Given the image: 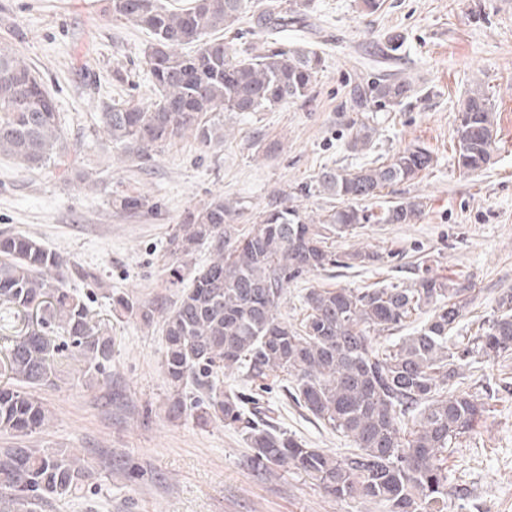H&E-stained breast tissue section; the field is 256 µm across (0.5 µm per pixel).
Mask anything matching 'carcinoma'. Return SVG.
Here are the masks:
<instances>
[{
  "label": "carcinoma",
  "instance_id": "1",
  "mask_svg": "<svg viewBox=\"0 0 512 512\" xmlns=\"http://www.w3.org/2000/svg\"><path fill=\"white\" fill-rule=\"evenodd\" d=\"M170 9L163 0H112V15L146 29L152 41L143 55L156 98L98 106V127L126 157L149 159L166 143L192 134L202 144L216 137L210 112H264L310 98L322 71L320 53L290 46L280 34L303 22L308 0L288 11L254 12L251 0H192ZM251 16L264 49L236 55L216 37ZM184 45L194 50L183 53ZM401 36L391 35L383 59L398 58ZM403 77L383 79L359 91L370 102L396 108L410 97ZM494 106L476 91L459 113L453 150L458 168L487 165L497 144ZM64 130L43 79L9 43L0 42V156L23 168L59 158ZM373 144V128L360 123L349 149ZM434 163L431 152L406 147L389 160L360 168H326L313 187L338 204L313 217L297 205L276 206L239 236L230 224L236 207L217 196L187 213L168 241V254L187 268L198 246L214 259L192 271L193 286L162 315V369L172 390L170 411H190L201 422L239 430L263 468H293L338 498L365 497L388 512H447L448 448L474 431L486 412L477 393L458 388L464 371L512 354V292L499 296L474 333L452 337L468 306L466 289L435 276L406 287L355 290L311 288L306 316L294 325L278 313L285 287L305 273L372 264L376 251L338 255L332 236L352 233L374 220L411 224L420 215L416 199L391 201L378 215L359 203L395 183L410 182ZM112 208L135 213L151 208L142 195L118 196ZM97 281L96 272L67 261L35 238L0 234V306L23 327L0 347V431L16 445L0 448V487L10 491L15 512H37L50 499L81 492L92 468L67 448H27L24 439L44 428L49 411L28 388L55 385V365L70 353L86 363L90 380L112 361V336L66 279ZM119 310L150 324L155 309L120 297ZM430 313L421 327L392 347L377 337L414 315ZM244 367L256 381L293 380L290 394L324 426L352 438L356 452L338 458L309 448L255 420L246 402L220 384L223 369Z\"/></svg>",
  "mask_w": 512,
  "mask_h": 512
}]
</instances>
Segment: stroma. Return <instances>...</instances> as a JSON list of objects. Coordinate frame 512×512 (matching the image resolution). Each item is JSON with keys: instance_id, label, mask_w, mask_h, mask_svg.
<instances>
[{"instance_id": "stroma-1", "label": "stroma", "mask_w": 512, "mask_h": 512, "mask_svg": "<svg viewBox=\"0 0 512 512\" xmlns=\"http://www.w3.org/2000/svg\"><path fill=\"white\" fill-rule=\"evenodd\" d=\"M392 34L403 47L386 67L376 56ZM284 37L323 57L310 100L216 112L209 120L224 135L210 145L188 134L148 162L127 161L99 132L96 107L154 100L142 64L151 34L113 17L111 0H0V42H10L43 78L65 132L49 167L27 170L0 157V229L38 238L95 269L97 282L72 277L66 286L90 296L91 309L112 326V361L97 383H86L76 356L54 386L33 391L52 416L30 435L31 447L70 449L94 472L82 493L47 501L40 512H387L366 498H337L295 469L257 468L237 429L169 413L158 325L115 312L112 300L124 296L161 313L173 307L190 282L174 283L168 239L188 210L213 197L236 202L233 222L243 233L278 203L316 216L331 199L302 188L323 169L379 163L420 146L433 154V167L367 203L377 213L386 202L417 198L425 204L420 219L370 223L334 238L337 251L370 249L382 259L290 283L282 317L300 321L310 288L407 286L427 273L469 287L457 328L466 335L512 291V0H382L373 13L362 0H310L305 28ZM117 67L123 78L113 77ZM390 71L410 81L408 104L358 111L354 86ZM476 89L497 111L499 141L489 164L467 174L452 140L460 104ZM362 122L374 130L373 148L350 151L352 129ZM87 172L93 183L82 182ZM140 194L155 210H113V197ZM223 380L255 397L286 435L339 457L353 451L351 438L317 423L282 382L263 390L237 370ZM462 387L482 394L487 411L448 454V512H512V356L466 371ZM130 463L142 478H127Z\"/></svg>"}]
</instances>
